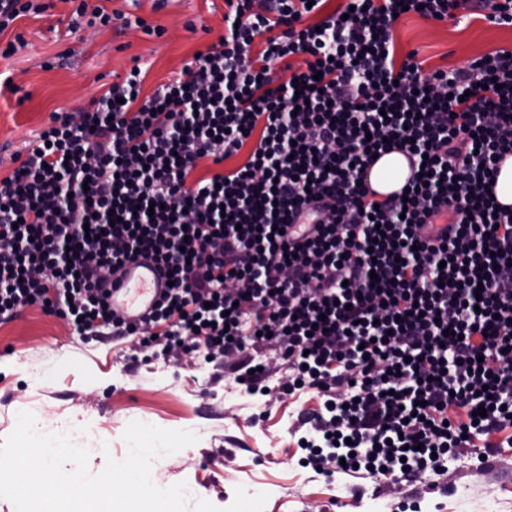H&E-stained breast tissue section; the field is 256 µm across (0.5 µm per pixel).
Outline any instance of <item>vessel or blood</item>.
Returning a JSON list of instances; mask_svg holds the SVG:
<instances>
[{
  "label": "vessel or blood",
  "mask_w": 512,
  "mask_h": 512,
  "mask_svg": "<svg viewBox=\"0 0 512 512\" xmlns=\"http://www.w3.org/2000/svg\"><path fill=\"white\" fill-rule=\"evenodd\" d=\"M166 287V281L146 259L127 263L113 277L109 303L113 313L124 320L147 316Z\"/></svg>",
  "instance_id": "1"
}]
</instances>
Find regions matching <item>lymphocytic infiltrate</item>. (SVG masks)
Returning <instances> with one entry per match:
<instances>
[{
  "label": "lymphocytic infiltrate",
  "instance_id": "obj_1",
  "mask_svg": "<svg viewBox=\"0 0 512 512\" xmlns=\"http://www.w3.org/2000/svg\"><path fill=\"white\" fill-rule=\"evenodd\" d=\"M255 2L226 0L217 44L152 94L130 72L51 114L0 179V320L43 305L82 336L231 357L251 395L258 346L275 348L278 392L319 400L299 446L329 478L440 475L470 445L486 466L512 427V214L494 186L512 56L425 76L393 28L470 7L512 26V0ZM394 145L426 165L378 201L367 170ZM205 159L216 172L195 176ZM141 256L173 284L128 324L106 289Z\"/></svg>",
  "mask_w": 512,
  "mask_h": 512
}]
</instances>
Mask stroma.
<instances>
[{"label": "stroma", "mask_w": 512, "mask_h": 512, "mask_svg": "<svg viewBox=\"0 0 512 512\" xmlns=\"http://www.w3.org/2000/svg\"><path fill=\"white\" fill-rule=\"evenodd\" d=\"M161 28V36L112 26L71 25V0L27 15L0 33V178L15 167L52 112L88 107L133 65L144 93L176 77L196 50L224 32L225 0H104ZM398 54L414 50L424 70L466 66L512 50V26L483 19L435 22L403 15L395 25ZM128 340L111 328L81 336L40 306L0 322V440L20 412L49 431L61 429L90 452L88 470L124 459L123 432L140 421L195 433L196 444L152 463L162 488L186 482L188 512H400L420 499L423 512H512V429L493 436L500 448L490 468L472 467L469 449L449 460L444 475L426 480L345 478L330 481L301 467L295 432L318 407L315 393L249 396L216 363L184 356L132 358Z\"/></svg>", "instance_id": "obj_1"}]
</instances>
